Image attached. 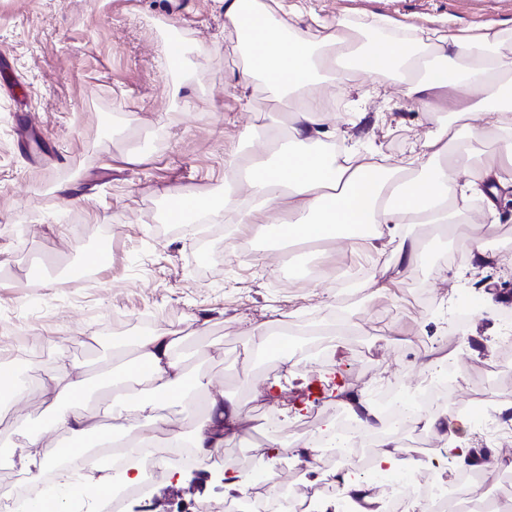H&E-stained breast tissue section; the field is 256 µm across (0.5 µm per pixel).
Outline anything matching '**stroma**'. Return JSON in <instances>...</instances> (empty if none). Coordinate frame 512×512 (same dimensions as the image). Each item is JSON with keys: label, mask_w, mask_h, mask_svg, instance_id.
<instances>
[{"label": "stroma", "mask_w": 512, "mask_h": 512, "mask_svg": "<svg viewBox=\"0 0 512 512\" xmlns=\"http://www.w3.org/2000/svg\"><path fill=\"white\" fill-rule=\"evenodd\" d=\"M320 17L352 27L359 44L386 37L372 23L449 27L465 35L499 32L494 47L512 63V0H310ZM179 31L183 65L169 68L166 43ZM245 64L221 0H0V358L14 357L27 391L0 407V485L18 484L9 465L24 428L35 427L49 405L111 423L110 389L95 386L83 399H57L38 389L59 359L85 374H129L130 337L142 324L182 339L191 377L208 389L242 400L246 428L226 448L238 454L276 443L271 463L288 454L317 390L332 365L361 401L419 385L420 361L436 343L466 338L453 350L470 380L460 395L488 389L485 366L500 356L503 321L512 313V190L501 193L496 224L475 266L459 234L429 236L425 225L407 230L433 254L405 268L391 254L366 258L354 241L297 248L288 271L263 261L269 242L258 225L236 211L215 225L207 252L197 227L169 229V195L192 193L224 200V161L253 155V144L284 135L294 105L265 89L234 96L231 85ZM336 113L350 115L337 149L357 146L389 164L409 143L438 133L449 116L451 90L434 95L438 111L418 109L402 75L352 72L336 90ZM112 118L102 126L101 114ZM112 240V264L92 286L67 287L73 265L88 264L97 239ZM251 249H238L240 239ZM329 265L333 280L305 276L301 266ZM44 287H27L31 267ZM394 280L387 291L372 275ZM339 316L342 334L324 353L301 351L303 364L285 367L257 357L248 326L277 320L302 328ZM152 512L173 504L224 497V479L210 461L191 469L172 465L153 484Z\"/></svg>", "instance_id": "35a3bbf8"}]
</instances>
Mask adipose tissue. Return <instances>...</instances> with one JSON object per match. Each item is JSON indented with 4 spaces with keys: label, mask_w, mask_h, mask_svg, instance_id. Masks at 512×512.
<instances>
[{
    "label": "adipose tissue",
    "mask_w": 512,
    "mask_h": 512,
    "mask_svg": "<svg viewBox=\"0 0 512 512\" xmlns=\"http://www.w3.org/2000/svg\"><path fill=\"white\" fill-rule=\"evenodd\" d=\"M305 11L303 0H224V17L237 31L246 56L238 88L248 90L259 78L280 97L296 98L298 106L274 160L258 163L243 181L235 163L225 162L224 182L231 190L224 196L223 207L191 195L187 201L195 216L218 224L225 210L232 209L242 223L262 225L265 236L279 245L353 237L376 254L392 250L397 261L410 265L420 254L404 226L455 223L461 209L449 199L448 184L459 172L467 174L462 198L483 196L488 210H495L499 192L512 189V67L487 51L498 41V33L471 38L451 30L417 28L412 36L395 34L354 50L346 33L327 20H318L316 35L290 30L288 18ZM424 46L434 49L441 63L422 72L418 64ZM392 68L403 70L409 95L419 109L428 112L435 109L429 90L485 91V103L469 107L456 100L453 114L470 112L475 141L494 139L497 150L476 169L466 153L453 165L442 164L449 142L458 136L450 123L422 145H410L396 166L382 167L373 157L337 152L336 131L324 125L333 102L321 93L323 82L342 88L348 70L380 73ZM414 168L422 170V177L411 176ZM132 345L135 362L151 386L150 398L139 405L148 421L144 431L131 436L117 408L104 430L82 413L53 411L38 429L24 430L13 462L21 475L34 481L53 469L60 481H68L92 465L90 442L94 439L146 448L155 434L163 433L171 447L195 449L205 460L237 437L241 405L221 392L206 393L204 409L195 414L190 430L159 414V402L186 397L189 375L183 354L177 340L160 330L136 337ZM58 433L68 436L69 450H61L54 442Z\"/></svg>",
    "instance_id": "obj_1"
}]
</instances>
